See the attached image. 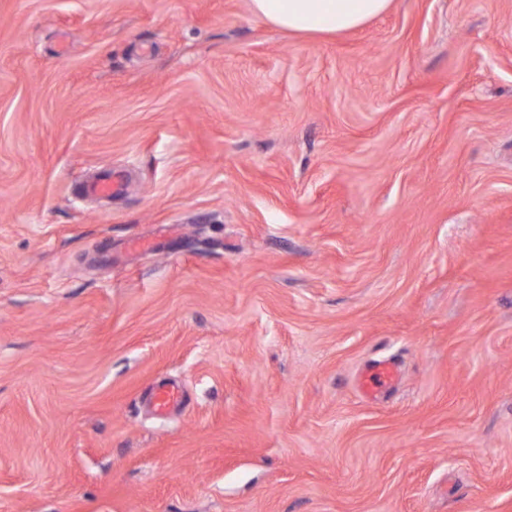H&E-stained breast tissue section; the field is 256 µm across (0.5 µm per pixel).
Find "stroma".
Here are the masks:
<instances>
[{
  "instance_id": "stroma-1",
  "label": "stroma",
  "mask_w": 512,
  "mask_h": 512,
  "mask_svg": "<svg viewBox=\"0 0 512 512\" xmlns=\"http://www.w3.org/2000/svg\"><path fill=\"white\" fill-rule=\"evenodd\" d=\"M0 512H512V0H0ZM251 11L272 27L299 35L336 34L383 15L392 0H249ZM125 188L124 181L120 177H115L111 170L103 171L85 187L87 192L97 195L120 194ZM396 376L394 365L379 363L371 366L365 375L362 390L369 396L375 395L382 387L390 384ZM184 400L183 391L173 385L156 387L153 396V410L157 415L165 416L180 407Z\"/></svg>"
}]
</instances>
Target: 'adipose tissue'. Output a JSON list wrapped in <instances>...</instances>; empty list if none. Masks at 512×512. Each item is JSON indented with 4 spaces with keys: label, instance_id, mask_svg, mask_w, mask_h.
Returning <instances> with one entry per match:
<instances>
[{
    "label": "adipose tissue",
    "instance_id": "ef3b65f1",
    "mask_svg": "<svg viewBox=\"0 0 512 512\" xmlns=\"http://www.w3.org/2000/svg\"><path fill=\"white\" fill-rule=\"evenodd\" d=\"M252 12L272 27L299 35L336 34L383 15L392 0H249Z\"/></svg>",
    "mask_w": 512,
    "mask_h": 512
}]
</instances>
